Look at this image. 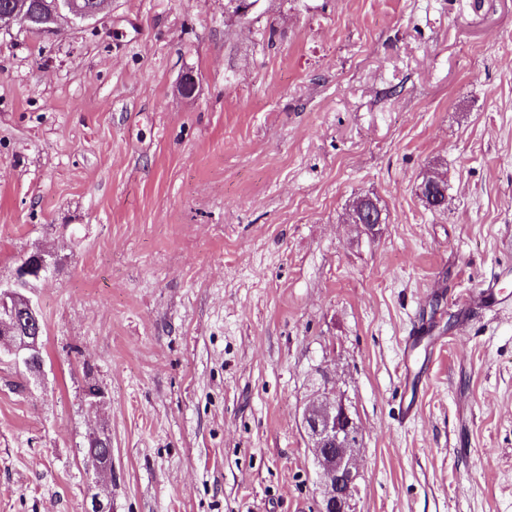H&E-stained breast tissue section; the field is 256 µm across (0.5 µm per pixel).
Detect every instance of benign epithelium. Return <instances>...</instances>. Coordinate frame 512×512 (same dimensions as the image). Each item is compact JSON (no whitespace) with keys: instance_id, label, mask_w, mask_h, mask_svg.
<instances>
[{"instance_id":"obj_1","label":"benign epithelium","mask_w":512,"mask_h":512,"mask_svg":"<svg viewBox=\"0 0 512 512\" xmlns=\"http://www.w3.org/2000/svg\"><path fill=\"white\" fill-rule=\"evenodd\" d=\"M91 11L82 8L77 0H50L48 23L42 34L58 32L59 20L66 19L79 26L95 20L102 13L104 3ZM30 0H11L0 10V34L14 27L28 28ZM51 266V254L45 251L27 254L15 269L13 279L0 280V355L25 369L35 372L41 368L40 336L41 315L32 299L24 291L33 287ZM301 428L308 438L309 447L320 467L323 487L319 512H353V501L358 492L360 425L347 403L345 395L325 381L308 401ZM99 491L91 496L87 512H112L108 484L104 476L112 474L110 465L95 468Z\"/></svg>"}]
</instances>
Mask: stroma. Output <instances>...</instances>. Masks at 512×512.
<instances>
[{
	"mask_svg": "<svg viewBox=\"0 0 512 512\" xmlns=\"http://www.w3.org/2000/svg\"><path fill=\"white\" fill-rule=\"evenodd\" d=\"M37 250L0 512H85L98 425L112 512H318L327 376L354 512H512V0H109L0 34V279ZM108 0H102L93 10L87 12L76 0H50L48 4V23L42 34L53 35L58 32L57 24L60 19H67L72 25L79 26L87 21L96 20L102 13ZM329 379L308 401L301 427L320 467L319 512H353L360 476V425L345 395Z\"/></svg>",
	"mask_w": 512,
	"mask_h": 512,
	"instance_id": "1",
	"label": "stroma"
}]
</instances>
